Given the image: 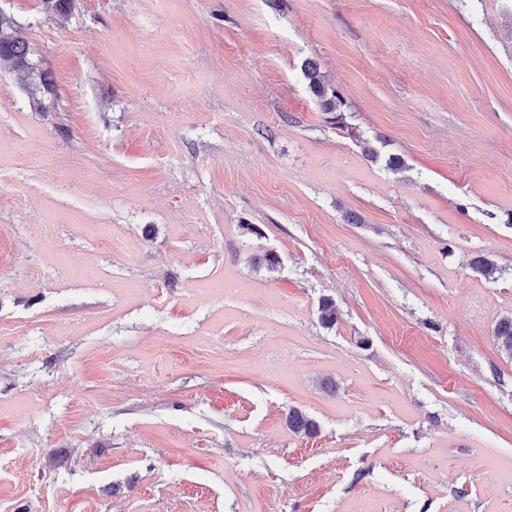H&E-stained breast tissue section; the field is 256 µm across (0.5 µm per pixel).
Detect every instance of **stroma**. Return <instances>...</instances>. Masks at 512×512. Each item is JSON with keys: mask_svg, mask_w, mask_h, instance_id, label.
I'll use <instances>...</instances> for the list:
<instances>
[{"mask_svg": "<svg viewBox=\"0 0 512 512\" xmlns=\"http://www.w3.org/2000/svg\"><path fill=\"white\" fill-rule=\"evenodd\" d=\"M0 13V512H512V0ZM29 43L15 22L0 13V68L29 75L35 70ZM303 73L308 81L309 91L317 101L321 111L327 115H332L331 119L336 124L346 126V117L342 110L344 101L340 93L326 83L319 67L313 62H305ZM287 420L288 428L294 434L299 436L311 438L316 436L319 432V428L316 422L297 408H289Z\"/></svg>", "mask_w": 512, "mask_h": 512, "instance_id": "1", "label": "stroma"}]
</instances>
